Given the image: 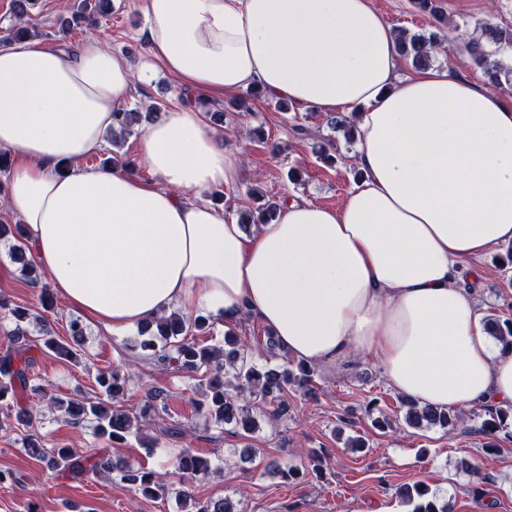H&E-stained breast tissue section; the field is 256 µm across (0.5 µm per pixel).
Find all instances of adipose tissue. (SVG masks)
Instances as JSON below:
<instances>
[{"label": "adipose tissue", "mask_w": 512, "mask_h": 512, "mask_svg": "<svg viewBox=\"0 0 512 512\" xmlns=\"http://www.w3.org/2000/svg\"><path fill=\"white\" fill-rule=\"evenodd\" d=\"M139 64L98 41L0 45L6 207L56 293L117 334L170 309L252 317L296 359L378 360L388 386L439 410L512 405V353L490 336L462 265L512 243V104L450 69L401 75L369 0H146ZM219 98L258 86L301 110L361 109V178L338 208L302 198L246 232L207 201L239 153L196 105L142 131L136 176L86 167L155 65Z\"/></svg>", "instance_id": "adipose-tissue-1"}]
</instances>
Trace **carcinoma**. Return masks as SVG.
<instances>
[{
  "label": "carcinoma",
  "instance_id": "1",
  "mask_svg": "<svg viewBox=\"0 0 512 512\" xmlns=\"http://www.w3.org/2000/svg\"><path fill=\"white\" fill-rule=\"evenodd\" d=\"M398 50L401 57L411 62L416 69L430 67L438 52L442 38L439 32L428 34H410L398 31ZM465 49L474 64L480 69L488 82L495 85L512 87V67L503 63L500 55L512 52V33L491 22H484L480 34L465 43ZM138 121L136 112H119L112 126V144L134 133ZM334 129L343 131L348 143L356 142V125L345 118H330ZM0 242L8 244L11 259L21 266L20 272L35 288L41 289L39 299L42 308L52 307L49 285L44 275L27 258L29 248L25 243L20 225L13 226L0 220ZM0 309L8 311L16 327L4 337L0 348V401L12 402L16 407L15 428L27 431L23 440L25 448L35 456L46 469L67 470L72 477L78 478L88 473L116 472L119 480L134 487L147 498H157L164 492V486L155 473L143 467L134 468L112 460L108 452L80 454L73 448H46L40 438L28 432L33 427L36 415L30 403L24 401L33 379L36 357L31 355L32 345L26 338L27 330L23 324L37 319L35 313L19 306L9 307L7 300L0 298ZM490 335L505 348H512V320H502L497 316L485 317ZM212 325V317L199 315L188 319L173 312L163 315L156 321V327L148 326L139 330L143 340L139 346L158 354L164 365H173L188 374L201 375L200 382L205 385L204 407L210 420L216 424H233L244 432L256 427L252 416L251 398L277 402L274 412L285 414L288 403L281 399L289 385L309 390L312 388L313 372L299 362L288 368L260 367L248 357L246 345L233 331L224 334V346L208 345L196 342V336L207 333ZM43 346L60 360L71 362L78 359L75 345L85 336V326L79 319L69 321L68 336L64 340L53 334L48 328L40 329ZM95 381L99 387L97 396L90 398L55 399L50 408L63 413L75 423L93 424L94 435L105 438L113 444L122 445L133 434L136 416L114 405V400L124 396L127 380L118 370L101 371ZM404 422L412 428L439 426L452 428L459 420L453 410L438 411L433 408L417 407L405 401ZM512 420V408L490 409L480 424V432L492 436L508 427ZM177 468L191 480L206 477L212 470L211 461L197 455L190 448H178L175 452ZM401 502L411 507V512H447L438 507L441 500L439 491L423 481L401 486L397 491Z\"/></svg>",
  "mask_w": 512,
  "mask_h": 512
}]
</instances>
